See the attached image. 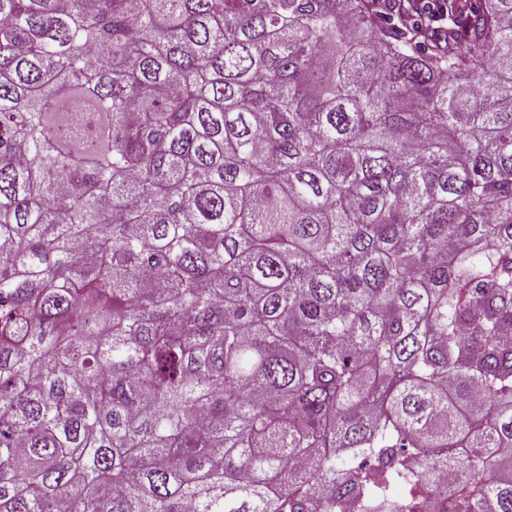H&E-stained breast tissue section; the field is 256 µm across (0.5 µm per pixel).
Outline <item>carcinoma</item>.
<instances>
[{
	"label": "carcinoma",
	"instance_id": "cac0c4a2",
	"mask_svg": "<svg viewBox=\"0 0 512 512\" xmlns=\"http://www.w3.org/2000/svg\"><path fill=\"white\" fill-rule=\"evenodd\" d=\"M401 10L0 0V512H512V0ZM442 1L445 0H419L412 11L397 18L398 22L407 27L422 25L436 33L445 19L448 23V12L442 6Z\"/></svg>",
	"mask_w": 512,
	"mask_h": 512
}]
</instances>
